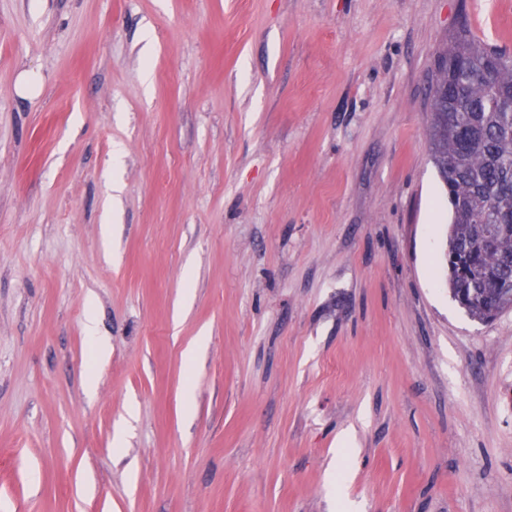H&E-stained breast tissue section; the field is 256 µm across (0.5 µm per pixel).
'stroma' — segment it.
Listing matches in <instances>:
<instances>
[{
	"label": "stroma",
	"mask_w": 512,
	"mask_h": 512,
	"mask_svg": "<svg viewBox=\"0 0 512 512\" xmlns=\"http://www.w3.org/2000/svg\"><path fill=\"white\" fill-rule=\"evenodd\" d=\"M463 28L512 55V0H0V512H512V311L440 260Z\"/></svg>",
	"instance_id": "stroma-1"
}]
</instances>
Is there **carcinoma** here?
Listing matches in <instances>:
<instances>
[{
	"label": "carcinoma",
	"instance_id": "1",
	"mask_svg": "<svg viewBox=\"0 0 512 512\" xmlns=\"http://www.w3.org/2000/svg\"><path fill=\"white\" fill-rule=\"evenodd\" d=\"M429 151L452 218L451 297L482 323L512 310V56L462 31L437 55Z\"/></svg>",
	"mask_w": 512,
	"mask_h": 512
}]
</instances>
